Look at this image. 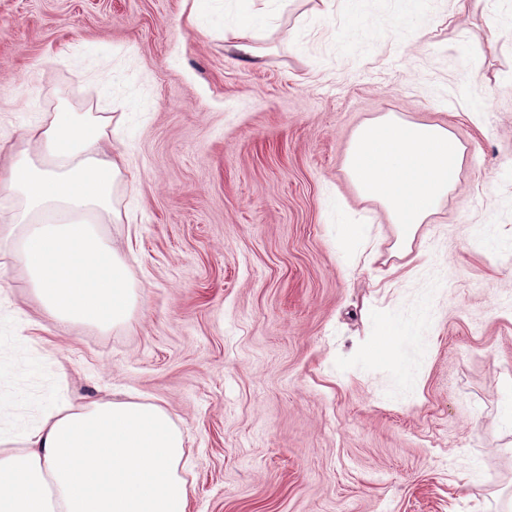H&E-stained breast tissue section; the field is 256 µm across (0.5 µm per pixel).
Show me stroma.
I'll list each match as a JSON object with an SVG mask.
<instances>
[{"label":"stroma","instance_id":"1","mask_svg":"<svg viewBox=\"0 0 512 512\" xmlns=\"http://www.w3.org/2000/svg\"><path fill=\"white\" fill-rule=\"evenodd\" d=\"M268 9L0 0V139L108 119L125 165L99 230L135 295L129 328H32L0 241V428L64 395L162 405L189 512H512V0L451 21L443 0ZM236 22L255 53L225 42ZM387 113L465 147L408 245L344 169Z\"/></svg>","mask_w":512,"mask_h":512}]
</instances>
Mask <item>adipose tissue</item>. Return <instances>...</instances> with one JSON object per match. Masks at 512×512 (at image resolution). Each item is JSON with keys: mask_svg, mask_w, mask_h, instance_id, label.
Here are the masks:
<instances>
[{"mask_svg": "<svg viewBox=\"0 0 512 512\" xmlns=\"http://www.w3.org/2000/svg\"><path fill=\"white\" fill-rule=\"evenodd\" d=\"M107 124L77 112L0 142V235L18 236L39 315L103 330L133 321L134 293L119 250L97 224L114 214L121 172ZM463 145L436 123L385 115L353 135L345 167L405 240L456 189ZM185 440L158 404L64 400L19 436L0 432V512H188L179 474Z\"/></svg>", "mask_w": 512, "mask_h": 512, "instance_id": "adipose-tissue-1", "label": "adipose tissue"}]
</instances>
